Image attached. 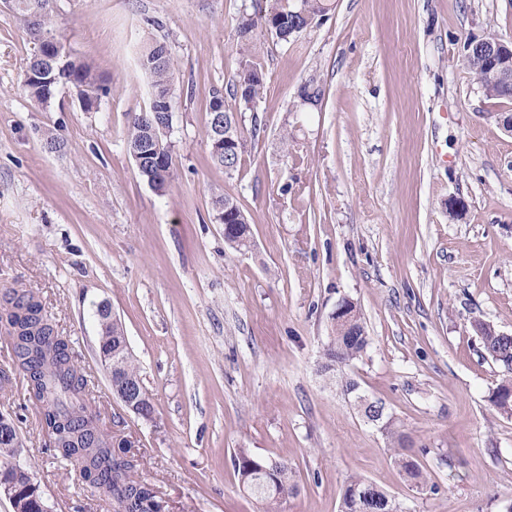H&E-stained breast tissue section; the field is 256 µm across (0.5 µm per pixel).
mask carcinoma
<instances>
[{"instance_id": "cac0c4a2", "label": "carcinoma", "mask_w": 512, "mask_h": 512, "mask_svg": "<svg viewBox=\"0 0 512 512\" xmlns=\"http://www.w3.org/2000/svg\"><path fill=\"white\" fill-rule=\"evenodd\" d=\"M54 0H15L14 17L23 29L50 31L53 27ZM331 10V0H302L301 14H296L294 0H274L269 11L243 14L237 19L235 32L249 50L248 59L229 89L214 87L210 92L209 120L205 131L206 145L211 160L232 172L241 165L245 149L238 154L224 156L213 150L216 134V114L232 117L233 109L226 104L231 97L242 106L256 104L265 88V74L260 63L258 39L270 35L282 42L312 27L313 22ZM158 43L148 44L141 56V66L152 86L151 104L130 115L127 131L128 149L141 141L146 132L158 130L161 148L169 149L160 123L164 111L172 109L170 85L173 79L172 60L162 65L153 62ZM40 67L37 55H32L21 80V90L29 100L47 107L61 88L77 90L94 88L99 96L110 94L111 88L98 83L92 66L71 54L55 62V81L48 83L29 77ZM322 90L310 83L298 91L299 105L320 101ZM216 218L242 213L230 196H219L212 202ZM0 316L15 328L20 343L13 346L16 365L24 373L27 385L36 389L35 397L43 401L42 426L47 432L52 451L58 457L81 464L83 481L97 494L112 502L113 512H124L123 506L139 494L144 500L155 497V487L132 474L130 464L118 460L112 450V438L101 433L97 439L86 432L95 422L96 415L89 409L91 391L88 380L75 360L68 337L57 329L55 322L44 310L38 295L27 289H12L0 298ZM355 330L332 327V336L323 352L324 371L335 373L336 365L361 357L371 343L358 309H353ZM474 327L481 338L482 347L502 372V379L492 391L489 401L502 414L512 416V335L504 336L490 325L476 322ZM395 461L404 478L425 484L426 476L416 461L395 449ZM235 469L245 490L253 495L260 512H280L279 503L296 485L288 463L267 461L239 450L234 458ZM397 506L383 491L359 476H351L345 483L341 512H395Z\"/></svg>"}]
</instances>
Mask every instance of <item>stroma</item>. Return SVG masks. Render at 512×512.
<instances>
[{"label": "stroma", "instance_id": "35a3bbf8", "mask_svg": "<svg viewBox=\"0 0 512 512\" xmlns=\"http://www.w3.org/2000/svg\"><path fill=\"white\" fill-rule=\"evenodd\" d=\"M268 5L56 0V37L112 88L94 112L65 90L47 108L22 94L33 44L0 8V294L39 295L101 428L133 442L135 475L172 512H258L235 471L241 448L292 468L282 512H340L352 475L401 512H512V417L489 401L501 370L473 327L512 335V134L498 121L512 102L486 98L462 60L467 38L512 39V0H333L290 42L265 38L264 93L238 114L246 152L228 172L205 142L209 92L241 69L238 17ZM152 41L174 63L162 193L126 142L129 114L150 103L140 55ZM309 82L322 98L297 106ZM57 127L64 150L43 149ZM219 194L247 217L249 249L225 244ZM345 298L371 344L339 373L384 404L426 487L403 479L393 441L322 370ZM102 302L141 369L151 420L112 393L97 351ZM0 413L52 512H113L51 450L2 321ZM452 460L468 476L451 477Z\"/></svg>", "mask_w": 512, "mask_h": 512}]
</instances>
